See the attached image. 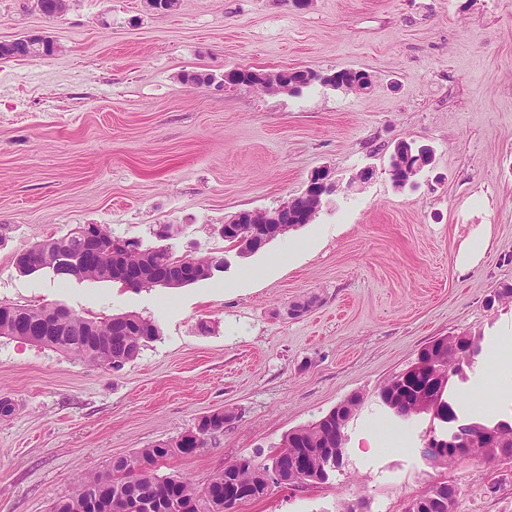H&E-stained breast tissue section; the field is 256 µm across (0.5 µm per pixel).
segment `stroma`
I'll list each match as a JSON object with an SVG mask.
<instances>
[{
    "mask_svg": "<svg viewBox=\"0 0 512 512\" xmlns=\"http://www.w3.org/2000/svg\"><path fill=\"white\" fill-rule=\"evenodd\" d=\"M42 33V59L0 57V305H62L107 319L135 313L159 338L123 369L0 337V512H51L75 480L112 458L174 440L233 412L192 455L164 461L205 485L236 458L263 463L283 437L352 394L344 463L327 482L272 486L237 512H404L446 479L455 512H512V460L427 464L429 416L403 424L379 388L435 338L512 343V0H0V42ZM235 67L366 70L368 92L183 83ZM430 149L413 185L388 172L400 142ZM343 189L316 218L241 256L226 216L298 196L310 173ZM361 189L347 182L363 169ZM79 224L175 253L224 251L209 279L126 287L19 273L18 254ZM480 248L460 270V253ZM304 310L293 313L294 305ZM484 357L456 381L465 419L512 418L490 401ZM502 480L489 492L482 476Z\"/></svg>",
    "mask_w": 512,
    "mask_h": 512,
    "instance_id": "stroma-1",
    "label": "stroma"
}]
</instances>
